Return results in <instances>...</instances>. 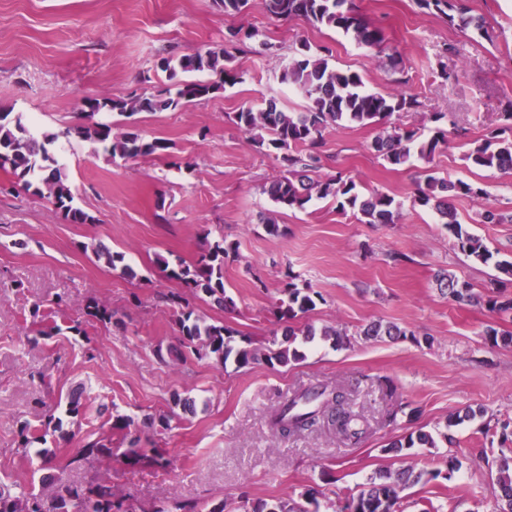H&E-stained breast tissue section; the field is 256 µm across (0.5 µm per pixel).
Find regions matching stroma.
<instances>
[{"label": "stroma", "instance_id": "35a3bbf8", "mask_svg": "<svg viewBox=\"0 0 512 512\" xmlns=\"http://www.w3.org/2000/svg\"><path fill=\"white\" fill-rule=\"evenodd\" d=\"M360 19L384 36L376 47L296 18L271 16L264 0L225 14L214 0H0V111L36 119L40 130L63 131L81 122L86 99L150 94L167 86L161 58L221 48L230 31L258 30L259 39L236 51L242 81L177 111L125 117L103 111L96 120L113 132L137 128L161 138V155L109 157L101 145L63 142L74 204L94 216L70 224L49 199L16 184L0 169V479L38 492L44 465L18 447L21 424L40 428L37 400L54 402L80 387L82 414L64 418L74 439L47 440L65 459L84 441L108 431L113 413L143 422L162 415L168 430L145 429L141 445L161 449L168 471H131L120 435L111 465L73 471L72 479L101 474L118 495L147 504L196 498L204 508L224 501L248 512L252 501L321 492L320 512H340L346 497L381 469L439 470L437 482L403 493V512H494V475L486 458L512 456V442L495 430L512 421V313L459 304L441 295L435 275L445 269L474 290L491 288L493 263L465 257L454 236L428 207L415 204L420 171L480 186L486 199L457 196V218L495 260L512 261V223L484 224L485 206L512 213V172L468 167L473 142L500 125L512 103V0H468L472 15L491 28L483 35L418 8L416 0H354ZM327 49L331 66L359 72L368 91L417 96L419 109L395 114V126L429 136L433 113H445L447 142L430 162L392 166L370 150L375 127H330L323 133L320 174L343 172L362 194L395 197V224H366L330 199L305 209L276 211L264 185L283 176L275 156L260 152L227 116L260 110L276 99L291 112L307 102L280 80L297 40ZM270 50H262V43ZM458 70L445 81L443 71ZM276 212L282 234L270 235L262 215ZM224 238L236 252L224 265L225 310L205 296L192 300L206 321L264 343L285 325L272 311L286 272L322 299L293 322L345 331L336 346L318 339L302 346L300 361L219 367L163 349L177 334L162 293L179 289L157 262H192L205 238ZM123 253L137 279L98 261V246ZM64 296L63 314L82 317L89 297L108 305L110 324H87L85 336H57L33 347L32 305ZM392 323L402 335L367 339L371 323ZM495 328L501 338L490 341ZM314 385L343 388L364 418L359 443L325 428L287 439L268 423L271 409ZM195 399L194 413L174 408L173 395ZM464 421L448 427L449 416ZM452 431L453 441L442 434ZM426 432L432 448L388 453L391 441Z\"/></svg>", "mask_w": 512, "mask_h": 512}]
</instances>
